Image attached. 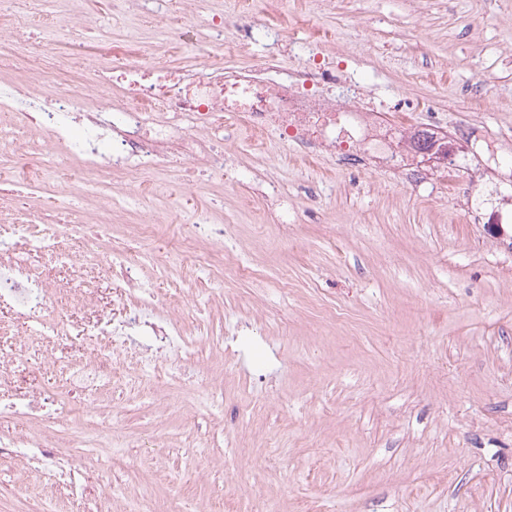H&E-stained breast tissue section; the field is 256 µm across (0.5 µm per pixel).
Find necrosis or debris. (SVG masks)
I'll use <instances>...</instances> for the list:
<instances>
[{
    "instance_id": "necrosis-or-debris-1",
    "label": "necrosis or debris",
    "mask_w": 512,
    "mask_h": 512,
    "mask_svg": "<svg viewBox=\"0 0 512 512\" xmlns=\"http://www.w3.org/2000/svg\"><path fill=\"white\" fill-rule=\"evenodd\" d=\"M153 2L169 40H186L193 0ZM96 24L88 14L59 20L43 11L42 0H0V50L13 49L12 66L24 75L20 83L0 81V156L23 160L32 190L43 186V164L81 165L87 177L60 183L55 192L92 202L64 232L58 229L63 223L58 213L9 208L0 215V305L36 326L44 364L60 366L63 374L56 390L0 399V416L35 420L63 414L77 421L117 373L158 396L163 362L154 353L156 341L185 361L200 346H223V337L193 332L185 313L193 294L183 283H175L173 296L158 294L140 262L125 249L103 244L117 199L143 187L138 172L188 173L202 166L223 176L224 152L208 135L216 127L230 139L243 129L255 135L277 130L302 160L335 155L342 174L356 172L370 156L414 174L426 140L438 137L437 119L401 130L384 119L383 107L363 106L355 94L329 97L327 88L348 80L333 67L308 62L278 78L225 71L224 20L218 16L208 41L198 46L200 62L194 68L111 51L92 75H74L62 90L45 92V52L32 41V29L62 25L80 35ZM116 88L126 94L118 110L112 107ZM77 234L86 236L87 252L70 249L68 239ZM49 254L57 257L63 281L39 272L38 258ZM115 271L129 285L119 320L101 307L93 288ZM62 295L71 308L87 314L83 326L72 327L60 311ZM4 461L54 477L70 497L85 492L84 461L62 450L58 438L1 432Z\"/></svg>"
}]
</instances>
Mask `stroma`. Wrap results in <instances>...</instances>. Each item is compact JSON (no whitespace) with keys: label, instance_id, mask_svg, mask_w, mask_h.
Here are the masks:
<instances>
[{"label":"stroma","instance_id":"stroma-1","mask_svg":"<svg viewBox=\"0 0 512 512\" xmlns=\"http://www.w3.org/2000/svg\"><path fill=\"white\" fill-rule=\"evenodd\" d=\"M97 16L83 35L84 58L67 30L33 29L48 44L49 77L89 73L98 44L163 53L173 66L196 64L195 42L224 18L228 67L258 68L266 41L241 44L237 0H196L195 42L163 48L149 0L136 14L109 0H75ZM288 50L281 71L308 60L317 42L367 97L391 106L399 126L422 120L435 99L448 128L474 124L483 139L512 137V0H261ZM223 178L199 169L193 193L181 178L159 196H129L112 222L124 241L130 224L155 220L151 249L192 232L200 212L234 227L252 274L227 278L176 257L155 272L168 292L189 278L193 323L223 330L225 351L204 354L202 370L177 367L173 398L119 383L111 422L0 417V431L50 432L97 449L87 487L105 512L109 496L165 507L186 498L194 512H257L262 487L277 512H512V223H483L473 199L512 204V154L489 166L465 146L467 166L422 167V181L377 165L356 181L331 159L305 165L278 131L225 145ZM288 202L287 229L253 227L264 216L263 179ZM224 384L211 404L208 384ZM196 406L195 419L184 410ZM134 468L111 486L101 474L112 436Z\"/></svg>","mask_w":512,"mask_h":512}]
</instances>
